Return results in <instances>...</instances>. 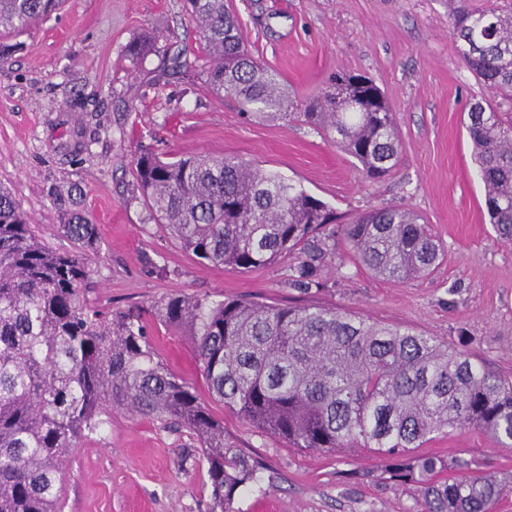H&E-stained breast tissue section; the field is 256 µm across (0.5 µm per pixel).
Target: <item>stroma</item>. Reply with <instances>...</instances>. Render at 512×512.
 I'll return each mask as SVG.
<instances>
[{
  "label": "stroma",
  "mask_w": 512,
  "mask_h": 512,
  "mask_svg": "<svg viewBox=\"0 0 512 512\" xmlns=\"http://www.w3.org/2000/svg\"><path fill=\"white\" fill-rule=\"evenodd\" d=\"M255 58L302 101L339 69L370 78L389 100L402 151L395 172L366 181L357 161L299 121L257 119L206 82L211 59L186 0H65L31 23L0 65V186L36 233L72 250L61 226L95 225L86 292L125 310L170 294L212 301L348 306L466 351L512 379V242L489 222L466 131L472 105L493 94L465 66L450 30L459 5L512 0H226ZM155 50L133 57V43ZM143 152L232 155L280 174L335 208L340 220L377 208L416 211L442 240L429 276L399 283L358 266L344 243L319 267L317 287L288 288L290 259L239 272L186 252L145 207L132 175ZM165 367L192 386L224 436L263 459L268 476L238 498L241 512H412L415 488L381 480L366 450L312 453L245 423L207 388L188 336L151 320ZM423 453L512 470V451L476 431L439 435ZM207 463L188 431L113 411L72 449L61 512H208Z\"/></svg>",
  "instance_id": "1"
}]
</instances>
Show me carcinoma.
Masks as SVG:
<instances>
[{"label": "carcinoma", "mask_w": 512, "mask_h": 512, "mask_svg": "<svg viewBox=\"0 0 512 512\" xmlns=\"http://www.w3.org/2000/svg\"><path fill=\"white\" fill-rule=\"evenodd\" d=\"M63 0H0V31L16 33ZM212 57L207 82L246 114L321 129L376 180L402 144L392 108L370 79L334 74L298 110L278 74L248 52L224 0H189ZM451 34L464 63L501 101L476 104L466 125L500 238L512 241V10L456 11ZM149 210L183 248L215 266L249 271L295 256L288 287L307 291L336 250V213L322 200L228 155L135 159ZM75 250L39 240L0 187V512H58L69 451L114 410L194 434L205 448L210 512H239L263 464L224 440L193 388L160 360L145 315L187 330L208 389L224 408L293 448L366 449L389 460L380 479L413 486L415 512H494L512 475L415 450L436 435L480 431L512 447V380L434 336L350 308L209 302L171 295L112 311L86 298L97 249L92 224L62 225ZM356 262L407 282L433 272L444 246L410 209L380 208L341 225Z\"/></svg>", "instance_id": "1"}]
</instances>
